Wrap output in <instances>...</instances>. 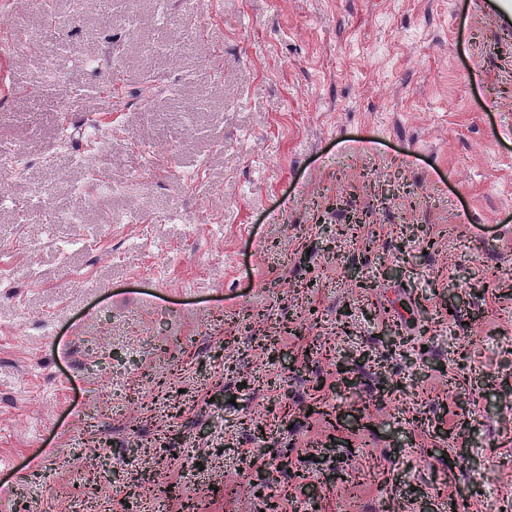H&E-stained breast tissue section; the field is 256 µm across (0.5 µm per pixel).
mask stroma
Listing matches in <instances>:
<instances>
[{"instance_id":"obj_1","label":"stroma","mask_w":512,"mask_h":512,"mask_svg":"<svg viewBox=\"0 0 512 512\" xmlns=\"http://www.w3.org/2000/svg\"><path fill=\"white\" fill-rule=\"evenodd\" d=\"M125 7L13 3L42 37L0 79L33 159L0 181V512H264L258 469L298 512L512 506V39L454 0H194L153 54ZM42 52L72 80L37 98ZM61 101L110 137L57 148Z\"/></svg>"}]
</instances>
